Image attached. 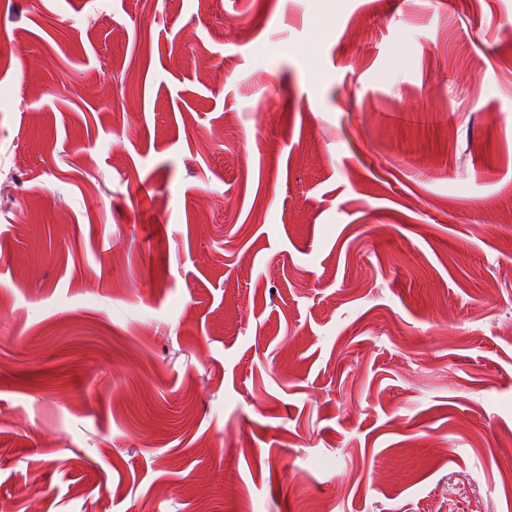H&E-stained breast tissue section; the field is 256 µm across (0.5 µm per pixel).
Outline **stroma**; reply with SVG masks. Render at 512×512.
<instances>
[{"label": "stroma", "instance_id": "stroma-1", "mask_svg": "<svg viewBox=\"0 0 512 512\" xmlns=\"http://www.w3.org/2000/svg\"><path fill=\"white\" fill-rule=\"evenodd\" d=\"M319 502L512 512V0H0V512Z\"/></svg>", "mask_w": 512, "mask_h": 512}]
</instances>
